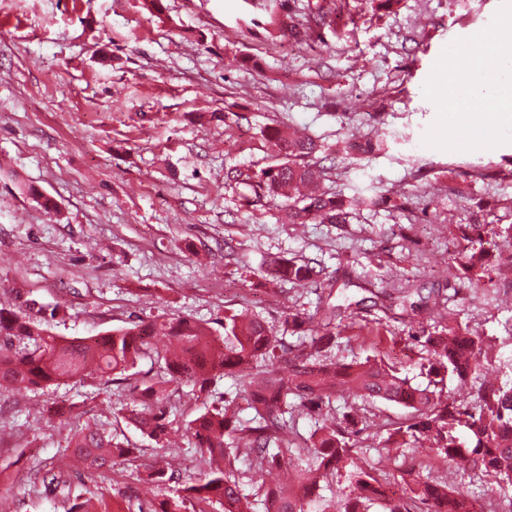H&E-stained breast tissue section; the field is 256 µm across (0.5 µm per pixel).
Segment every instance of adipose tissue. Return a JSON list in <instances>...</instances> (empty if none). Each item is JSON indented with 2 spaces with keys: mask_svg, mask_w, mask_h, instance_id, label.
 I'll use <instances>...</instances> for the list:
<instances>
[{
  "mask_svg": "<svg viewBox=\"0 0 512 512\" xmlns=\"http://www.w3.org/2000/svg\"><path fill=\"white\" fill-rule=\"evenodd\" d=\"M512 41V15L502 16L493 33L486 39V50L475 58L464 46L449 50L458 67L465 71L464 79H443L434 73L428 90L449 112L471 111L474 104H485L493 112L492 123L480 126V134L494 138L512 127V58L501 56L497 46Z\"/></svg>",
  "mask_w": 512,
  "mask_h": 512,
  "instance_id": "ef3b65f1",
  "label": "adipose tissue"
}]
</instances>
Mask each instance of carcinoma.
Instances as JSON below:
<instances>
[{
  "label": "carcinoma",
  "mask_w": 512,
  "mask_h": 512,
  "mask_svg": "<svg viewBox=\"0 0 512 512\" xmlns=\"http://www.w3.org/2000/svg\"><path fill=\"white\" fill-rule=\"evenodd\" d=\"M281 160L261 169L231 167L229 184L242 188L244 205L264 198L281 201L282 219L289 224H349L360 201L324 189L329 168L317 153L322 145L309 136L285 128H271ZM374 147L346 141L336 157L353 159ZM512 239V224H467L465 251L459 264L471 283L490 278L498 269L495 239ZM268 274L293 283H315L323 268L312 260L295 258L273 261ZM58 308L48 309L34 299L0 303V394L34 389L90 371L100 376L124 373L140 359L157 365L150 385L131 394L127 418L150 439L165 446L173 430L169 420V387L186 383L198 399L212 396L217 376H236L243 387V401L224 399V407L205 410L179 426L198 448L208 466L204 478L176 491L150 512H182L186 503H197V512L219 507L222 512H498L490 501L476 506L474 498L431 475L439 465H455L465 474L477 475L491 486L512 483V385L481 378L492 354L489 340L456 321H448L435 334L414 339L423 351L421 368L429 384H411L395 364L383 357L367 356L338 364L332 350L339 331L336 317L342 308H320L321 321L313 328L292 311L284 315V331L297 336L289 349L284 338L271 335L269 327L241 311L224 315L221 344L214 345L210 330L188 319L134 323L102 335L67 338L53 335L47 323ZM288 352V374L258 369L261 360H273L277 351ZM454 378L474 384L473 404L468 406L444 391ZM350 391L363 405L389 402L411 411V418L386 429L376 451L418 444L427 448L428 464L417 468L406 461L384 471L368 462L359 448V436L367 429V416L358 410L342 413L333 428H320L304 441V447H288L293 432V413L332 406L334 399ZM467 440L459 436L460 430ZM72 457L83 468L99 471L116 464L130 449L116 436L86 427L74 432ZM292 466L294 480L286 487L245 493L243 471ZM338 487L326 499L321 486Z\"/></svg>",
  "instance_id": "carcinoma-1"
}]
</instances>
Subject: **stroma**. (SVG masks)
Listing matches in <instances>:
<instances>
[{
    "mask_svg": "<svg viewBox=\"0 0 512 512\" xmlns=\"http://www.w3.org/2000/svg\"><path fill=\"white\" fill-rule=\"evenodd\" d=\"M315 2L161 0L152 13L143 0H0V298L60 307L50 330L69 338L178 317L219 335L225 313L243 310L278 335L288 310L355 301L336 362L379 354L423 387L409 335L442 323L392 305L408 286L495 340L499 379L512 381V264L489 286L468 283L452 232L512 224V131L461 140L427 91L449 46L492 32L512 0H334L335 25L309 29ZM271 5L296 34L275 36ZM282 124L329 150L377 141L326 183L361 199L353 223L285 224L266 199L241 207L224 171L272 163L264 132ZM277 257L317 261L320 285L272 280ZM150 367L107 388L91 375L0 395L7 512H139L203 476L189 438L161 448L117 414ZM87 425L124 435L135 455L75 469L69 442ZM154 466L173 481L133 479Z\"/></svg>",
    "mask_w": 512,
    "mask_h": 512,
    "instance_id": "35a3bbf8",
    "label": "stroma"
}]
</instances>
